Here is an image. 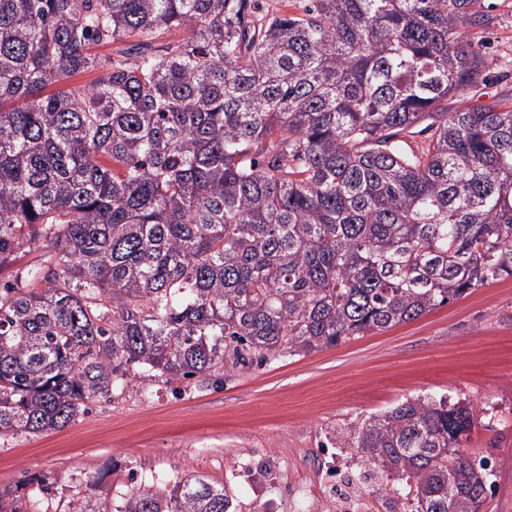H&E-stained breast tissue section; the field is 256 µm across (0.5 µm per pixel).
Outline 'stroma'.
I'll return each instance as SVG.
<instances>
[{
	"instance_id": "obj_1",
	"label": "stroma",
	"mask_w": 512,
	"mask_h": 512,
	"mask_svg": "<svg viewBox=\"0 0 512 512\" xmlns=\"http://www.w3.org/2000/svg\"><path fill=\"white\" fill-rule=\"evenodd\" d=\"M493 21L470 38L487 63L477 107L512 97V0H489ZM496 406L492 429L465 451L495 464L496 485L481 512H512V277L472 289L416 320L301 356L224 369L169 384L144 377L116 383L110 397L61 430L0 439V486L38 495L45 512H65L100 479L109 499L133 481L224 470L250 448L289 461L313 458L324 426L393 407L410 396Z\"/></svg>"
}]
</instances>
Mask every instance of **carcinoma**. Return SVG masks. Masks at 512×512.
<instances>
[{
	"instance_id": "cac0c4a2",
	"label": "carcinoma",
	"mask_w": 512,
	"mask_h": 512,
	"mask_svg": "<svg viewBox=\"0 0 512 512\" xmlns=\"http://www.w3.org/2000/svg\"><path fill=\"white\" fill-rule=\"evenodd\" d=\"M490 22L484 0H0V268L43 251L0 284V438L119 378L304 355L512 276V101L464 105ZM479 426L426 394L336 441L400 512H480L495 473L455 456ZM0 512L34 510L4 486ZM103 512L232 510L188 476ZM41 252L19 254L17 259L0 272L1 283H13L18 276L23 274L29 266L41 261Z\"/></svg>"
}]
</instances>
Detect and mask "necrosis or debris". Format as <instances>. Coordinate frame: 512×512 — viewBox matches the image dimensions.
<instances>
[{"label": "necrosis or debris", "mask_w": 512, "mask_h": 512, "mask_svg": "<svg viewBox=\"0 0 512 512\" xmlns=\"http://www.w3.org/2000/svg\"><path fill=\"white\" fill-rule=\"evenodd\" d=\"M286 461L263 448L240 455L224 474V491L234 512H394L396 501L388 490L367 491L360 480L365 463L350 448L326 439L312 476L288 481Z\"/></svg>", "instance_id": "necrosis-or-debris-1"}]
</instances>
